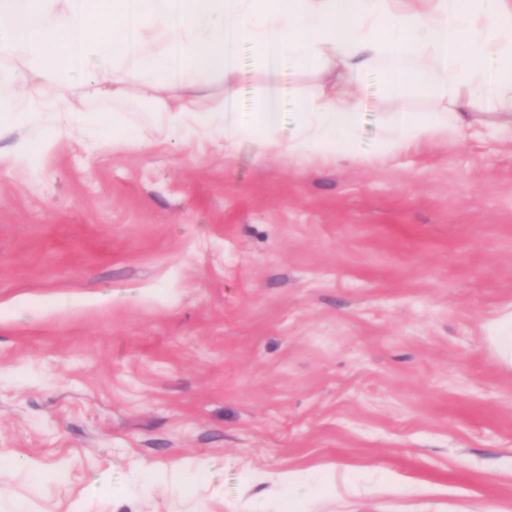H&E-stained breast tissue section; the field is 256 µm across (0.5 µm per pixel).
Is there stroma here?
I'll return each mask as SVG.
<instances>
[{
    "mask_svg": "<svg viewBox=\"0 0 512 512\" xmlns=\"http://www.w3.org/2000/svg\"><path fill=\"white\" fill-rule=\"evenodd\" d=\"M162 90H59L79 113L0 134V512H512V138L371 156L391 113L445 101L357 75L358 157L301 163L222 126L168 136ZM207 104L250 114L252 43ZM282 63L287 139L309 87ZM119 112L123 135L102 125ZM55 147L10 159L54 126ZM307 485L289 501L277 482ZM499 361L512 367V312L494 319L488 325L486 336Z\"/></svg>",
    "mask_w": 512,
    "mask_h": 512,
    "instance_id": "obj_1",
    "label": "stroma"
}]
</instances>
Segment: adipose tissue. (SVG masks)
<instances>
[{"instance_id":"obj_1","label":"adipose tissue","mask_w":512,"mask_h":512,"mask_svg":"<svg viewBox=\"0 0 512 512\" xmlns=\"http://www.w3.org/2000/svg\"><path fill=\"white\" fill-rule=\"evenodd\" d=\"M24 13L39 25L21 24ZM75 33L94 83L115 98L133 81L159 90L157 77L168 68L160 47L175 37L184 43L178 81L187 87L231 75L243 39L257 47L272 76L286 56L312 69L339 63L348 71L333 92L309 90L300 129L285 143L274 137L281 123L277 83L247 120L196 98L179 103L173 133L209 129L220 114L228 146L256 130L291 158L352 155L360 123L352 76L388 56L406 71L394 94L444 98L451 112L393 113L383 154L472 127L468 109L479 97L490 99L497 130L512 132V0H0V49L21 62L31 98H47L71 77L64 48Z\"/></svg>"}]
</instances>
